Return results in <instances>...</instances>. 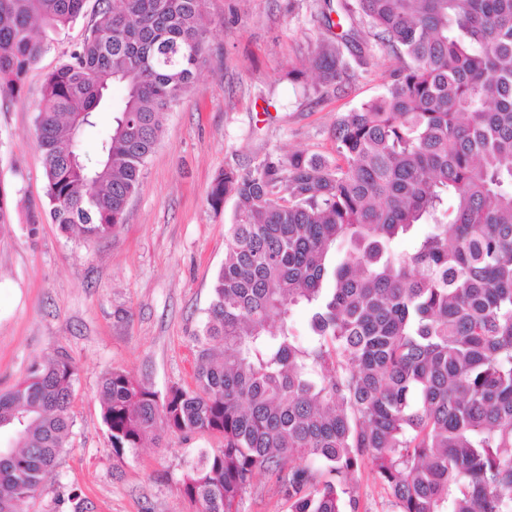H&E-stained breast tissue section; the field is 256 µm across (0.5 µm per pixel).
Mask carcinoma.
I'll return each mask as SVG.
<instances>
[{"instance_id": "carcinoma-1", "label": "carcinoma", "mask_w": 512, "mask_h": 512, "mask_svg": "<svg viewBox=\"0 0 512 512\" xmlns=\"http://www.w3.org/2000/svg\"><path fill=\"white\" fill-rule=\"evenodd\" d=\"M84 2L0 0L1 97L21 95L45 50L32 22L66 28ZM205 3L100 0L47 77L37 143L62 233L96 241L123 223L205 61ZM355 13L399 65L383 95L337 120L338 160L271 154L224 170L207 195L238 209L195 337V388L161 399L123 372L100 382L117 458L164 432L224 437L183 481L196 512H236L261 470L291 512L354 510L344 481L365 460L398 512H512V0H339V17ZM349 37L314 58L316 90L364 65L343 53ZM115 85L122 104L101 133ZM417 224L427 232L393 251ZM296 306L311 313L305 345ZM76 376L68 359L43 360L0 394V512L56 466ZM305 457L315 466L290 462Z\"/></svg>"}]
</instances>
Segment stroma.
<instances>
[{
  "label": "stroma",
  "mask_w": 512,
  "mask_h": 512,
  "mask_svg": "<svg viewBox=\"0 0 512 512\" xmlns=\"http://www.w3.org/2000/svg\"><path fill=\"white\" fill-rule=\"evenodd\" d=\"M96 0L65 29H40L46 49L19 99L0 98V390L32 362L67 356L77 367L74 426L58 463L18 512H193L182 483L218 434H168L161 444L115 457L102 422L98 385L121 370L166 393L195 385V338L202 331L236 198L212 209L206 196L227 168L253 169L294 151L336 160L337 119L382 93L396 67L362 18L344 53L364 65L342 89L304 91L310 62L330 37L324 0H208L207 61L164 132L123 224L97 242L62 234L48 217L35 118L44 81L81 41ZM299 71L291 80L290 71ZM38 220L29 236L30 220ZM356 512H397L370 464L346 478ZM274 475L259 471L239 512H289Z\"/></svg>",
  "instance_id": "1"
}]
</instances>
